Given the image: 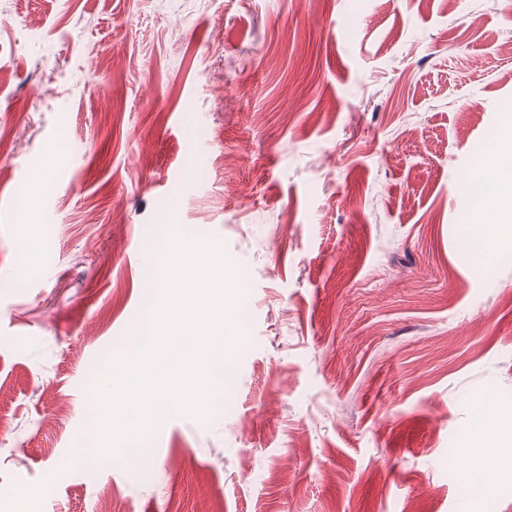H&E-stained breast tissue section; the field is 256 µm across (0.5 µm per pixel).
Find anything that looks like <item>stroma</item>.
<instances>
[{
    "instance_id": "stroma-1",
    "label": "stroma",
    "mask_w": 512,
    "mask_h": 512,
    "mask_svg": "<svg viewBox=\"0 0 512 512\" xmlns=\"http://www.w3.org/2000/svg\"><path fill=\"white\" fill-rule=\"evenodd\" d=\"M508 128L506 0H0V512H512V222L481 267L464 224ZM169 222L248 343L209 421L102 466L90 386Z\"/></svg>"
}]
</instances>
